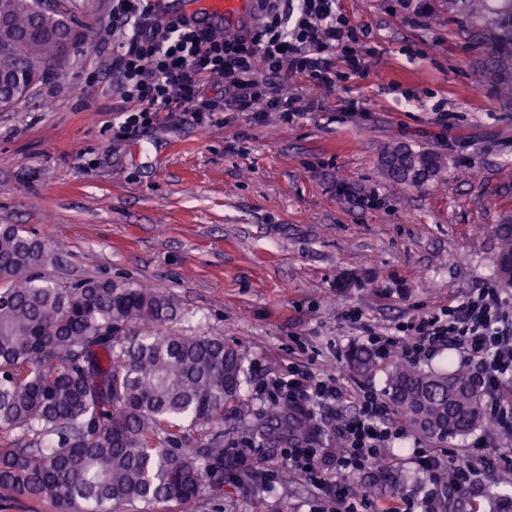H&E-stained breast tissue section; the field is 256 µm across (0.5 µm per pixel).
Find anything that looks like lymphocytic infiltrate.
<instances>
[{"instance_id": "lymphocytic-infiltrate-1", "label": "lymphocytic infiltrate", "mask_w": 512, "mask_h": 512, "mask_svg": "<svg viewBox=\"0 0 512 512\" xmlns=\"http://www.w3.org/2000/svg\"><path fill=\"white\" fill-rule=\"evenodd\" d=\"M256 11L255 22L227 36L218 29H193L186 13L161 0H112L119 134L147 132L164 112L190 114L200 126L219 112H246L259 122L277 112L289 122L315 108L314 100L289 87V75L303 76L318 88H335L337 57L351 73H366L371 50L340 0H256ZM214 79L223 83L222 96L208 94ZM367 341L382 357L398 352L418 360L441 348L458 351L482 381L486 411L512 428V402L501 395L504 381L512 380V314L498 288L476 289L458 304L397 324L390 334L369 333ZM264 389L274 405L319 408L354 397L357 414L337 420L332 428L340 447L331 460L340 470L381 457L408 434L384 396L364 385L351 394L334 377L298 368L288 377L267 380ZM414 458L431 481L451 466L459 485H471L478 475L475 460H457L450 448H418Z\"/></svg>"}]
</instances>
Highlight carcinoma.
<instances>
[{
  "mask_svg": "<svg viewBox=\"0 0 512 512\" xmlns=\"http://www.w3.org/2000/svg\"><path fill=\"white\" fill-rule=\"evenodd\" d=\"M464 8L486 19V0H434L433 14ZM18 49L33 74L58 59L73 28L37 0H0ZM491 24L512 59V0H499ZM381 170L416 185L443 166L440 155L405 145L387 150ZM496 276L512 286V224L495 228ZM43 240L16 224L0 225V490L46 499L56 512H160L205 494L224 495V415L247 407L243 356L217 336L174 329L173 295L160 288L87 279L60 284L41 276ZM354 368L378 364L364 347ZM478 376L465 367L422 369L392 361L388 396L419 434L438 441L499 424L484 408ZM297 412L269 408L258 434L288 438L301 431ZM209 438L187 448L186 431ZM455 470L440 478L431 512H512V497L463 490L448 498Z\"/></svg>",
  "mask_w": 512,
  "mask_h": 512,
  "instance_id": "obj_1",
  "label": "carcinoma"
}]
</instances>
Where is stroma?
I'll return each mask as SVG.
<instances>
[{"label": "stroma", "instance_id": "obj_1", "mask_svg": "<svg viewBox=\"0 0 512 512\" xmlns=\"http://www.w3.org/2000/svg\"><path fill=\"white\" fill-rule=\"evenodd\" d=\"M342 6L375 50L369 70L318 91L316 110L290 122L233 112L202 128L179 113L148 135L116 136L103 48L112 0H64L75 31L94 39L0 106V224L43 237L44 275L165 289L176 328L245 357L248 410L224 418V494L182 512H331L336 491L379 482L389 499L418 497L426 476L412 449L436 440L411 434L385 471H294L256 432L264 384L298 363L384 391L387 362L363 374L346 359L365 329L386 332L495 279L491 228L512 221V95L485 79L496 69L512 81L495 28L416 0ZM398 143L440 154L442 170L390 182L380 158ZM245 470L248 486L235 481Z\"/></svg>", "mask_w": 512, "mask_h": 512}]
</instances>
